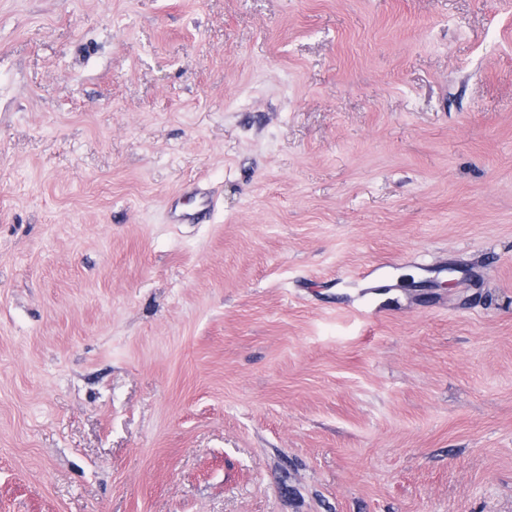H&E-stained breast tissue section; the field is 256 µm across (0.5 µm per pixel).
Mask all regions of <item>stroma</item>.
<instances>
[{
	"mask_svg": "<svg viewBox=\"0 0 512 512\" xmlns=\"http://www.w3.org/2000/svg\"><path fill=\"white\" fill-rule=\"evenodd\" d=\"M0 512H512V0H0Z\"/></svg>",
	"mask_w": 512,
	"mask_h": 512,
	"instance_id": "35a3bbf8",
	"label": "stroma"
}]
</instances>
